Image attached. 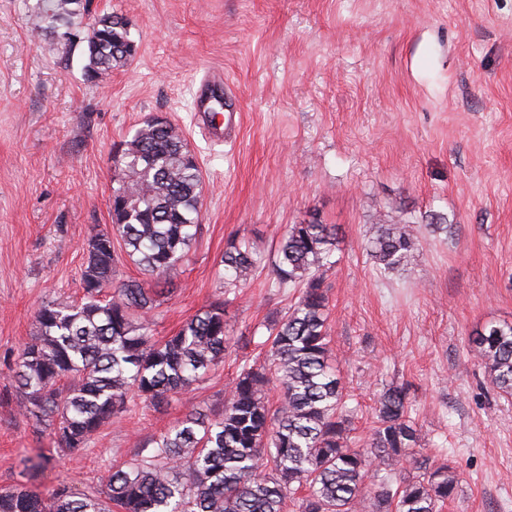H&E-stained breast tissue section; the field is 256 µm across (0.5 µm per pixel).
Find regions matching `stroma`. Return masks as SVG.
Returning a JSON list of instances; mask_svg holds the SVG:
<instances>
[{
    "label": "stroma",
    "instance_id": "35a3bbf8",
    "mask_svg": "<svg viewBox=\"0 0 512 512\" xmlns=\"http://www.w3.org/2000/svg\"><path fill=\"white\" fill-rule=\"evenodd\" d=\"M89 12L124 15L135 43L93 81L80 46L41 36L37 0H0V489L102 494L140 441L229 394L230 357L162 408L103 427L83 458L23 474L49 447L19 412L14 360L42 303L79 299L87 243L112 223L113 151L162 114L197 159L203 201L156 338L220 296L231 240L269 258L287 225H337L329 324L354 436L368 437L384 388L405 386L426 455L459 478L442 512H512V398L469 343L512 324V0H90ZM210 70L240 109L221 144L193 121ZM434 213L447 231H431ZM401 218L418 227L416 258L384 276L364 235ZM294 296L258 270L225 311L231 339Z\"/></svg>",
    "mask_w": 512,
    "mask_h": 512
}]
</instances>
